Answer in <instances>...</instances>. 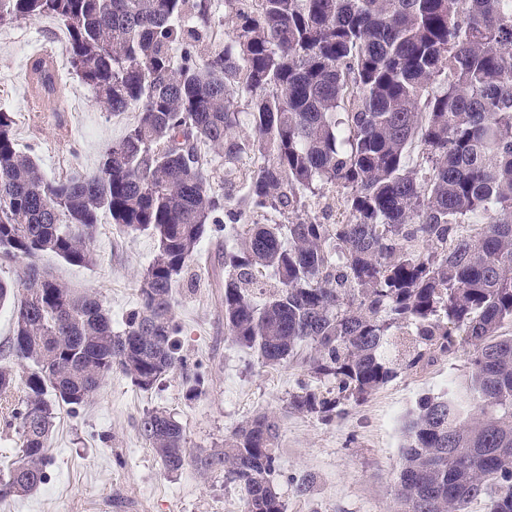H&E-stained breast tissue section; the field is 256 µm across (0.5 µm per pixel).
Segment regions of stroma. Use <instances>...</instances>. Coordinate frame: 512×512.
<instances>
[{
  "label": "stroma",
  "instance_id": "obj_1",
  "mask_svg": "<svg viewBox=\"0 0 512 512\" xmlns=\"http://www.w3.org/2000/svg\"><path fill=\"white\" fill-rule=\"evenodd\" d=\"M67 31L53 18L0 25V110L14 116L16 148L34 158L50 178L98 167L135 111L113 115L72 72ZM52 57L61 76L59 110H36L27 85L32 57ZM157 244L127 231L101 212L94 233V261L69 264L52 253L40 268L68 288L101 300L114 328L138 308L139 280ZM175 337L183 366L144 391L112 372L91 401L77 411L60 407L49 436L51 462L36 489L0 500V512H244L242 489L222 472L200 474L194 464L165 471L140 433V420L167 411L182 427L191 455L224 445L225 436L260 412L278 419L275 488L285 512H396L402 426L425 396L444 391L467 367L469 346L409 368L396 349L397 374L360 402L346 401L332 417L290 409L302 385L332 387L305 365L286 361L265 367L248 348L224 334V231L208 229L189 275L173 290ZM22 387L0 392V477L21 457L22 429L13 416ZM306 492H298V483Z\"/></svg>",
  "mask_w": 512,
  "mask_h": 512
}]
</instances>
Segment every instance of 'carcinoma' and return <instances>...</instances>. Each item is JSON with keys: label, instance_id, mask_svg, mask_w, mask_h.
Instances as JSON below:
<instances>
[{"label": "carcinoma", "instance_id": "carcinoma-1", "mask_svg": "<svg viewBox=\"0 0 512 512\" xmlns=\"http://www.w3.org/2000/svg\"><path fill=\"white\" fill-rule=\"evenodd\" d=\"M234 2L232 34L209 49L208 0H0V25L61 21L96 100L137 112L97 169L52 179L17 151L0 110V259L26 264L23 296L0 281V301L14 300L12 352L31 363L0 366V392L26 393L22 456L0 499L44 482L54 404L76 411L114 370L149 390L181 364L173 288L222 223L224 334L265 366L300 356L334 381L333 396L301 387L294 410L330 417L387 383L394 330H406L409 368L463 331L468 372L403 425L399 512H468L480 497L512 512V0ZM29 77L36 99H55L51 57L32 59ZM204 147L226 181L253 164L238 207L212 191ZM336 184L348 220L304 217L307 194ZM102 211L158 248L120 331L96 297L36 264L47 252L91 264ZM248 212L294 219L244 224ZM141 432L167 471L184 467L169 415L146 414ZM277 439L276 417L259 413L195 463L238 484L245 512H284Z\"/></svg>", "mask_w": 512, "mask_h": 512}]
</instances>
